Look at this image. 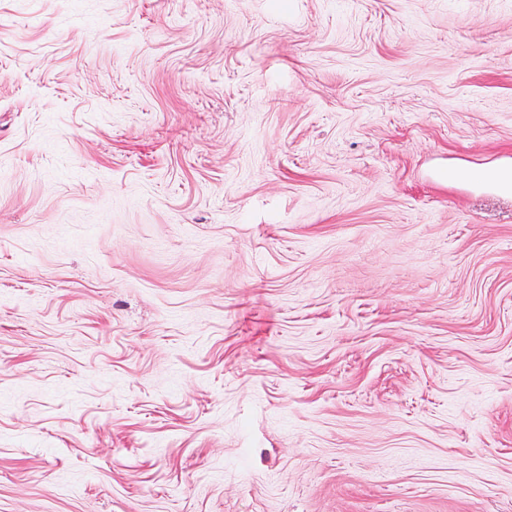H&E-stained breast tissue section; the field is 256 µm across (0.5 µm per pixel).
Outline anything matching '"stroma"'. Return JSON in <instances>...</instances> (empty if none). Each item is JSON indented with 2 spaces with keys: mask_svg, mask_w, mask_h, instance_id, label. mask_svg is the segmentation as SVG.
<instances>
[{
  "mask_svg": "<svg viewBox=\"0 0 512 512\" xmlns=\"http://www.w3.org/2000/svg\"><path fill=\"white\" fill-rule=\"evenodd\" d=\"M512 0H0V512H512ZM480 184L496 192L510 191L512 188V166L492 170L480 179Z\"/></svg>",
  "mask_w": 512,
  "mask_h": 512,
  "instance_id": "1",
  "label": "stroma"
}]
</instances>
